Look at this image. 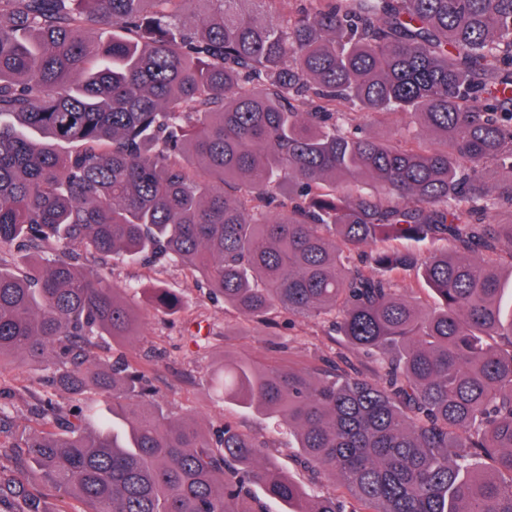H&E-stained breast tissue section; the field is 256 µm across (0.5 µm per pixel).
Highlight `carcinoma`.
<instances>
[{"instance_id": "cac0c4a2", "label": "carcinoma", "mask_w": 512, "mask_h": 512, "mask_svg": "<svg viewBox=\"0 0 512 512\" xmlns=\"http://www.w3.org/2000/svg\"><path fill=\"white\" fill-rule=\"evenodd\" d=\"M0 0V365L43 367L0 504L48 512H512V0ZM410 118L392 141L352 124ZM443 135L429 145L422 128ZM507 174L490 190L486 170ZM375 180L380 191L362 183ZM444 241L426 255L408 242ZM379 244L369 253L368 244ZM183 264L246 321L323 318L351 363L224 365L295 436L305 486L230 423L155 403L120 288L81 257ZM435 305L400 287L409 274ZM112 402L93 429L56 395Z\"/></svg>"}]
</instances>
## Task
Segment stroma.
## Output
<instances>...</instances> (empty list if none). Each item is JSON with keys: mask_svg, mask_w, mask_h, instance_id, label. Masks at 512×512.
Here are the masks:
<instances>
[{"mask_svg": "<svg viewBox=\"0 0 512 512\" xmlns=\"http://www.w3.org/2000/svg\"><path fill=\"white\" fill-rule=\"evenodd\" d=\"M104 272L108 280L122 285L126 301L138 316L132 336L108 342V355L141 361L159 406L172 410L176 418L193 421L208 433L227 421L236 424L262 443L283 471L304 480L287 430L262 410L216 397L214 377L225 363L240 357L261 365L300 367L349 356L368 375L374 370L372 358L352 355L325 322L296 320L284 312L270 327L241 321L234 309L213 298L203 283L177 263L112 259ZM152 288L169 289L179 297L180 308L152 307L148 295ZM37 369V364L22 358L0 369V404L12 417L10 440L16 444L38 427L26 392Z\"/></svg>", "mask_w": 512, "mask_h": 512, "instance_id": "1", "label": "stroma"}]
</instances>
